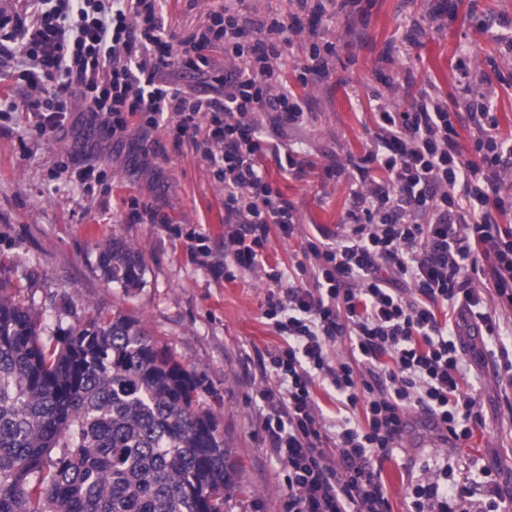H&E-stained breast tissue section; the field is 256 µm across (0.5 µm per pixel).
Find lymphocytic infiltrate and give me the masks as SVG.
Here are the masks:
<instances>
[{
  "label": "lymphocytic infiltrate",
  "mask_w": 512,
  "mask_h": 512,
  "mask_svg": "<svg viewBox=\"0 0 512 512\" xmlns=\"http://www.w3.org/2000/svg\"><path fill=\"white\" fill-rule=\"evenodd\" d=\"M0 11V57L14 59V83L36 134H64L81 110L89 128L110 136L136 130L141 157L156 155L153 134L167 130L174 151L191 146L224 188L230 261L208 268L259 267L271 229L291 237L294 205L257 166L265 153L295 168L291 152L267 132L305 124L301 98L282 77L302 20L260 15L232 0L204 24L168 33L161 0H23ZM233 61L214 74V51ZM213 73L207 91L171 87L168 69ZM475 132L461 145L450 110L431 88L404 108L380 107L379 132L353 159L359 206L346 215L336 243L309 245L312 285L268 292L264 317L286 349L271 354L277 385L258 391L273 408L265 428L287 471L284 512H391L382 479L419 410L447 438H467L476 399L466 389L461 332L498 337L488 301L512 308V137L502 136L486 92L467 89ZM487 266H480V259ZM490 282L489 293L473 277ZM349 341L352 360L330 349ZM361 412L335 436L323 431L314 384ZM410 512H469V489L419 480L408 491Z\"/></svg>",
  "instance_id": "1"
}]
</instances>
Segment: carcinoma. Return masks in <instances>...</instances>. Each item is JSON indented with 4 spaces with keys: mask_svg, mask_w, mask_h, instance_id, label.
Segmentation results:
<instances>
[{
    "mask_svg": "<svg viewBox=\"0 0 512 512\" xmlns=\"http://www.w3.org/2000/svg\"><path fill=\"white\" fill-rule=\"evenodd\" d=\"M99 268L126 291L144 280L120 238ZM55 340L0 294V512H222L242 466L196 373L120 312Z\"/></svg>",
    "mask_w": 512,
    "mask_h": 512,
    "instance_id": "1",
    "label": "carcinoma"
}]
</instances>
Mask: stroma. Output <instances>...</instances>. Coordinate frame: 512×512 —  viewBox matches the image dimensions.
<instances>
[{
    "label": "stroma",
    "instance_id": "obj_1",
    "mask_svg": "<svg viewBox=\"0 0 512 512\" xmlns=\"http://www.w3.org/2000/svg\"><path fill=\"white\" fill-rule=\"evenodd\" d=\"M224 0H163L169 32L184 33L205 22ZM300 9L298 0H246L260 14H299L319 37L335 43L324 72L301 82L308 39L296 38L283 77L308 104L304 128L291 131L286 145L302 163L282 171L272 154L258 164L293 203L298 226L286 239L271 230L264 267L234 269L217 279L190 251L187 235H208L214 255L224 253V190L191 148L176 152L167 132L154 134L159 152L142 164L135 134L102 141L108 161L92 194L71 181L85 159L80 128L63 138L26 132L24 112L0 120V287L28 307L42 338L77 326L90 315L120 311L140 319L159 343L200 378L202 406L216 414L243 462L240 491L227 496L226 512H282L286 472L264 429L268 409L255 398L270 353L286 342L264 317L272 283L266 270L281 273V287L302 281L298 268L306 242H331L341 233L356 200L350 165L373 139L377 105L405 106L423 86L449 102L461 100L455 64L469 58L474 87L488 92L502 133L512 132V52L492 33L512 31V0H361L353 15L337 12L326 0ZM424 31L417 44H403L413 23ZM403 52L385 58L389 43ZM337 170L326 178V170ZM158 209L168 225L129 222L131 201ZM121 238L139 249L146 262L140 288L125 291L107 282L98 268L102 244ZM501 338H473L467 353V379L477 398L478 421L469 438L452 443L420 411L409 414L400 449L385 461L382 476L392 512H407L410 480L447 474L449 484H468L474 512H483L482 468L501 484L512 483V379L496 373L489 353L496 342L512 352V310L499 314Z\"/></svg>",
    "mask_w": 512,
    "mask_h": 512
}]
</instances>
